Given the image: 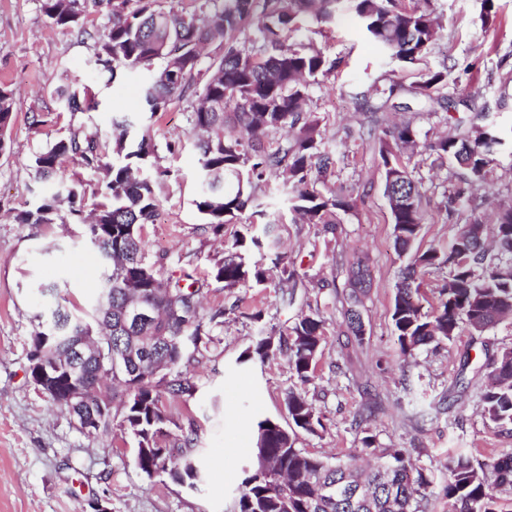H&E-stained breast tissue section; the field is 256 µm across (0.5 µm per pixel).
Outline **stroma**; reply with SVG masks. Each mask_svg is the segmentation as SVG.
Here are the masks:
<instances>
[{
  "label": "stroma",
  "mask_w": 512,
  "mask_h": 512,
  "mask_svg": "<svg viewBox=\"0 0 512 512\" xmlns=\"http://www.w3.org/2000/svg\"><path fill=\"white\" fill-rule=\"evenodd\" d=\"M429 8L439 37L415 65L380 52L353 13L330 25L303 26V36L336 62L329 82L310 87L309 107L323 148L337 160L333 175L314 180L315 189L343 187L356 199L354 209L341 215L337 235L325 234L318 224L293 222L275 188L258 193L272 237L299 272L341 281L337 258L358 256L369 266L372 283L361 308L366 340L354 346L342 334V305L333 289H307L286 307L274 286L228 289L212 279L215 259L247 226L225 225L219 240L205 232L194 205L200 164L185 104L154 115L138 112L142 74L109 79L96 70L91 43L52 26L40 0H0V82L10 86L16 101L10 143L0 153V512H92L96 504L105 512H234L256 423L270 418L288 425L291 391L306 394L323 423L317 433L299 432L298 447L329 459L347 457L364 469L376 463L362 450L364 434L375 435L382 447L406 450L435 475L426 512H448L442 486L450 454L463 449L483 464L512 449V432L488 423L479 401L487 375L481 341L512 347V321L483 338L460 328L452 341L425 347L410 359L403 358L393 336L391 306L407 259L394 247L383 167L373 146L359 138L368 118L354 94L370 96L394 81L408 85L447 65L449 95L486 109L504 140L488 182L450 216L444 203L454 168L434 163L424 145L446 135L456 121H469L471 113L462 107L451 115L442 108L416 114L419 145L404 150L403 159L426 188L419 249L446 247L456 224L474 214L493 230L497 209L512 204V0H430ZM64 84L90 85L94 109L62 111L55 91ZM35 113L43 114L44 124L32 125ZM127 114L136 131L150 132L157 164L168 172L157 215L146 228L149 251L165 256V275L188 273L205 282L203 313L224 311L223 326L189 368L196 393L165 402L171 434L194 437L192 452L206 478L193 487L165 473L147 478L134 460L135 441L120 426L104 440L81 434L27 373L39 316L61 295L75 308L91 309L100 292L97 254L83 225L14 222V214L30 209L46 190L32 160L71 133L110 132L113 119ZM53 283L57 295L42 293V286ZM314 310L325 319L326 332L312 382L302 383L281 355L238 364L259 338L285 337L298 315ZM256 312L261 320H253ZM461 377L467 382L463 389L457 385Z\"/></svg>",
  "instance_id": "1"
}]
</instances>
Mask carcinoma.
Returning a JSON list of instances; mask_svg holds the SVG:
<instances>
[{"mask_svg": "<svg viewBox=\"0 0 512 512\" xmlns=\"http://www.w3.org/2000/svg\"><path fill=\"white\" fill-rule=\"evenodd\" d=\"M50 23L92 41L96 68L114 79L132 70H144L140 101L155 114L174 101L188 103V122L194 132H203L196 147L200 152L201 190L195 206L204 225L216 237L224 225L252 208V216L265 210L254 196L260 184L282 187L288 210L302 224H321L335 233L337 212L354 207L352 194L309 189L311 176L331 175L336 156L320 148L317 119L308 115V87L329 79L336 62L308 42L290 41L302 21L333 23L346 8L354 10L367 37L384 52L403 62L423 58L438 36L427 0H190V7L165 6L161 0H41ZM94 12L104 20L102 30L92 32L84 24ZM448 67L428 71L415 84L399 82L375 90L376 102L357 93L355 99L369 107L371 129L383 124L391 98L408 92L419 101L438 104L446 110L468 105L445 95ZM57 99L69 112L93 107L89 87H60ZM15 115L11 90L0 85V152ZM487 114L475 113L469 126L427 146L436 160L448 159L459 169L458 184L448 195L447 209L480 184L490 171L502 140ZM133 122L129 117L112 121L104 136L61 138L34 156L32 167L49 191L32 208L15 216L18 224H81L96 251L102 271L101 290L90 324L61 304L33 331L28 353V371L43 363L67 361L68 353L84 343L88 357L79 366L76 380L92 389L88 403L74 410L80 433L93 438L112 433V395L108 379L125 386L126 400L120 427L137 441L136 462L152 475L167 472L182 482L200 481L197 459L183 452H161L160 437L169 422L163 396H191L196 384L182 367L194 353L212 341L213 328L224 323V310L205 317L199 299L204 283L183 285L163 274L164 258L153 257L146 248L144 227L154 222L160 184L167 172L149 174V158L155 144L149 133L132 149L127 140ZM276 134L278 138L270 139ZM415 143L412 122L396 128L390 138L378 139V153L385 173V195L392 217L395 248L409 256L401 271L393 299L391 320L400 352L405 357L431 344L451 341L461 325L478 335L494 328L503 318H512V205L496 214V251L484 243V222L474 216L455 225L444 250L413 249L424 221L422 180L401 160L402 146ZM79 157L100 174L91 217L86 203L73 186L60 179L61 166L69 157ZM264 248L262 237L253 233L233 244L234 252L215 260L211 276L226 288H255L268 283L262 263L249 260L253 250ZM279 268L281 301L293 305L308 285L305 277L275 257ZM346 268L344 322L348 339L365 340L360 305L371 286L368 265L360 258L343 259ZM429 269L444 270L447 280L439 290V302L431 312L420 304L421 275ZM142 297L156 309L151 324L126 326L125 304ZM324 320L318 312L298 316L287 339L268 348L260 339L240 362L257 355L264 361L276 354L287 357L298 378H315L322 355ZM489 382L479 393L485 419L512 430V348L485 351ZM291 425L283 427L270 419L257 423L256 465L245 470L236 512H424L426 490L432 472L418 468L399 450L376 445V436L361 439L387 467L360 473L348 461L334 462L296 447L297 431L314 434L322 426L320 416L306 395L287 397ZM495 484L512 493V450L489 464ZM363 485L365 495L352 498L339 493L325 495L324 486ZM448 512H503L498 498L488 491L483 466L475 465L465 451L455 452L448 463L443 488Z\"/></svg>", "mask_w": 512, "mask_h": 512, "instance_id": "obj_1", "label": "carcinoma"}]
</instances>
